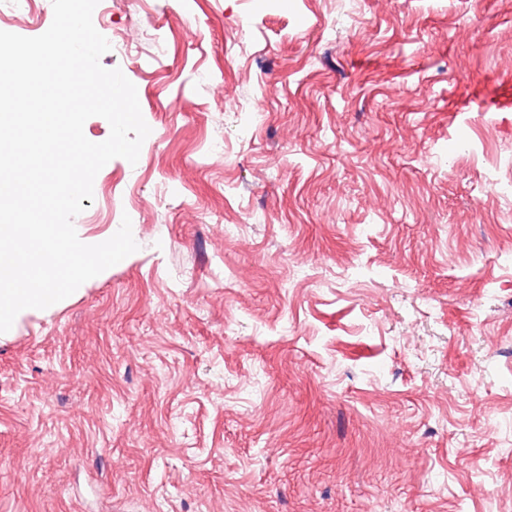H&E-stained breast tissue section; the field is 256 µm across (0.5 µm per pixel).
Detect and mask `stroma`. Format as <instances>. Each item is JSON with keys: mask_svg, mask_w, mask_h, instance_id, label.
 I'll list each match as a JSON object with an SVG mask.
<instances>
[{"mask_svg": "<svg viewBox=\"0 0 512 512\" xmlns=\"http://www.w3.org/2000/svg\"><path fill=\"white\" fill-rule=\"evenodd\" d=\"M93 23L151 132L73 223L138 249L0 334V512H512V0Z\"/></svg>", "mask_w": 512, "mask_h": 512, "instance_id": "obj_1", "label": "stroma"}]
</instances>
